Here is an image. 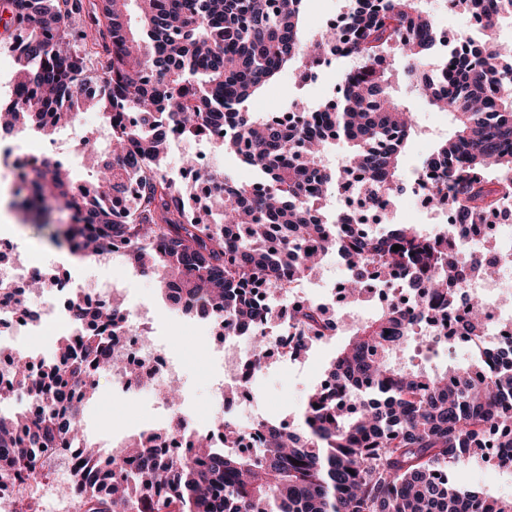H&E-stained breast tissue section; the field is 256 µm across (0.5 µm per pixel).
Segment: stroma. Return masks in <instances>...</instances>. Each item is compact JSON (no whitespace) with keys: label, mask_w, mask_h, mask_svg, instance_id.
<instances>
[{"label":"stroma","mask_w":512,"mask_h":512,"mask_svg":"<svg viewBox=\"0 0 512 512\" xmlns=\"http://www.w3.org/2000/svg\"><path fill=\"white\" fill-rule=\"evenodd\" d=\"M344 63H337L334 72L320 76L306 85H299L293 70L283 71L256 98L248 109L263 112L286 111L298 100L320 104L334 99L338 71ZM390 93L402 105L415 112L418 134L409 143L402 158L404 174H412L422 160L445 139L452 129L447 113L426 104L404 76V62L395 59L390 68ZM17 246L16 254L29 263L47 269L67 271L73 280H102L115 278L123 282L130 294V302L151 311L158 335L166 337L188 363V377L181 381L182 405L190 415L207 421L222 413L221 402L210 398V380L214 368L202 359L206 345H217L215 330L206 322L171 313L152 278L137 274L130 266L118 268L86 267L67 252L55 247L48 232L33 223L16 222L11 236ZM347 334L333 336L326 343L313 345L303 365L294 366L277 359L271 362L266 375L257 383L260 402L269 413L291 424H299L308 395L316 381L324 374L336 353L346 344ZM161 425L163 419L153 406L147 393L131 390L113 393L112 383L98 376L94 393L79 408V426L86 443L100 447L102 452L112 450V436L119 433L133 435L146 423ZM452 479L467 488H481L488 494L512 497V473H490L485 466L476 465L463 472H452Z\"/></svg>","instance_id":"1"}]
</instances>
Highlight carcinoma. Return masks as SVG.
I'll return each instance as SVG.
<instances>
[{"label": "carcinoma", "instance_id": "1", "mask_svg": "<svg viewBox=\"0 0 512 512\" xmlns=\"http://www.w3.org/2000/svg\"><path fill=\"white\" fill-rule=\"evenodd\" d=\"M306 0H0L21 46L16 100L0 107V134L36 128L49 137L62 111L94 107L112 126L111 160L100 176L77 184L68 169L14 173V206L36 218L64 213L78 253H99L119 240L129 265L156 277L172 310L223 313L219 335L253 338L266 350L277 298L261 312L253 292L274 293L310 277L329 253L350 270L344 298L358 302L366 284L400 276L407 303L394 302L354 328L325 373L334 384L314 390L301 428L265 426L264 447L240 450L246 435L224 419V446L196 458L147 451L126 464L88 452L72 479L83 512H512V497H493L453 483L443 473L483 462L512 469V355L487 341L466 365L431 370L393 358L434 318L442 330L483 336L490 305L477 297L467 313L456 304L473 277L491 278L481 254H448V233L487 225L501 199L512 197V52L494 38L503 5L512 0H458L483 21L484 42L422 88L428 105L451 114L454 130L422 162L442 171L453 222L422 237L417 224L362 231L353 215L329 217L327 192L356 186L366 206L397 196L405 185L401 160L416 135L412 112L392 101L388 59L407 61L405 74L431 66L436 26L422 0H351L343 37L305 41ZM360 61L339 76L326 123L267 121L246 104L282 71L306 77L321 58ZM213 125L230 133L224 151L257 171L265 189L243 185L190 158L193 184L212 186L203 213L186 207V191L164 168L168 135L194 138ZM349 152L335 168L328 145ZM138 179L136 194L125 182ZM395 245L402 246L398 251ZM75 319L113 325L111 305L74 307ZM288 319L300 345L336 331V313L298 305ZM111 344L101 336H63L40 358L43 412L33 420L0 416V481L20 485L39 460L64 448L87 447L65 411L74 393L64 379L86 384Z\"/></svg>", "mask_w": 512, "mask_h": 512}]
</instances>
